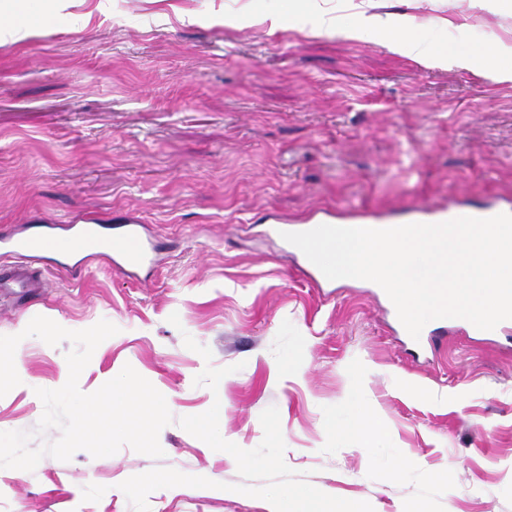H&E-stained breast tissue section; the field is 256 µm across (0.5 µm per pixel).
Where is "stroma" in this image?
<instances>
[{
    "instance_id": "obj_1",
    "label": "stroma",
    "mask_w": 512,
    "mask_h": 512,
    "mask_svg": "<svg viewBox=\"0 0 512 512\" xmlns=\"http://www.w3.org/2000/svg\"><path fill=\"white\" fill-rule=\"evenodd\" d=\"M402 12L448 60L434 66L376 36L320 37L289 0H23L0 30V234L87 215H138L166 242L128 277L93 261L52 275L42 294L0 295V335L37 316L69 330L118 327L79 378L91 393L132 366L166 399L163 457L122 447L0 468V512H133L119 485L154 468L213 480L148 497L150 512H269L233 492L234 458L177 423L211 408L195 385L225 376L224 438L263 439L277 407L286 463L326 494L374 512H512V331L473 334L460 319L413 343L379 289L318 288L266 236L262 216L324 210L398 218L426 204L512 201V80L456 59L503 48L512 12L490 0H405ZM28 31L16 39V31ZM72 345L23 337L22 382L0 397V431L38 438L39 388L68 378ZM386 433L349 438L360 409ZM446 469L445 481L432 477Z\"/></svg>"
}]
</instances>
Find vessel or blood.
Returning <instances> with one entry per match:
<instances>
[{
    "mask_svg": "<svg viewBox=\"0 0 512 512\" xmlns=\"http://www.w3.org/2000/svg\"><path fill=\"white\" fill-rule=\"evenodd\" d=\"M512 214V205L488 208H470L462 205L415 209L412 220L416 223H441L458 217L489 218L498 214ZM69 230V250L64 262L58 263L61 271L80 268L94 256L109 260L113 268L127 276H135L155 260V247L145 235L138 219L128 218L115 225L111 237L100 238L95 224H72ZM54 242L49 230L22 235L0 236V255L13 258L10 266H0V288H15L24 296H32L45 285V271L39 265L44 255L52 251Z\"/></svg>",
    "mask_w": 512,
    "mask_h": 512,
    "instance_id": "obj_1",
    "label": "vessel or blood"
}]
</instances>
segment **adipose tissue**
Instances as JSON below:
<instances>
[{
	"label": "adipose tissue",
	"instance_id": "obj_1",
	"mask_svg": "<svg viewBox=\"0 0 512 512\" xmlns=\"http://www.w3.org/2000/svg\"><path fill=\"white\" fill-rule=\"evenodd\" d=\"M315 20L318 32L349 38H359L373 33L382 35L389 49L406 52L415 60L432 57L433 51L414 34L415 25L411 17L377 10V0H348L345 11L321 4L320 0H301Z\"/></svg>",
	"mask_w": 512,
	"mask_h": 512
}]
</instances>
